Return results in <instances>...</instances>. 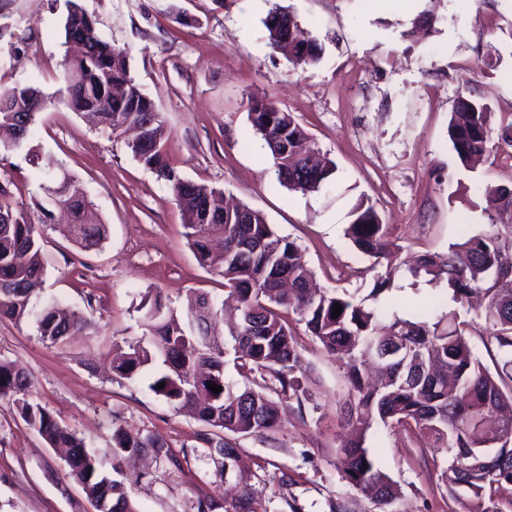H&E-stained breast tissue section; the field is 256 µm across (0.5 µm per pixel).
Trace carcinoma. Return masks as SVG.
<instances>
[{
	"label": "carcinoma",
	"instance_id": "cac0c4a2",
	"mask_svg": "<svg viewBox=\"0 0 512 512\" xmlns=\"http://www.w3.org/2000/svg\"><path fill=\"white\" fill-rule=\"evenodd\" d=\"M284 18L293 28L288 43L283 40ZM263 24L273 46H288L293 65L320 59L318 44L290 13L276 7ZM64 32L66 39H78L86 47L84 59L62 63L64 80L79 71V78L66 87L68 106L112 134L124 126L139 129V139L127 144L133 158L168 185L197 262L222 278L238 303L235 322L218 339L210 333L224 305L218 297L196 292L178 314L163 289L147 292L139 307L141 337L126 351L112 349V370L133 378L158 363L161 370L149 385L156 395L219 432L264 436L279 426L280 408L264 388L225 376L226 347L232 345L237 353L235 367L242 378L268 372L283 396L308 400L306 366L294 338L295 326L303 325L345 370L349 401L344 427L353 435L340 436L339 448L348 484L379 505L397 497V485L365 446L367 431L382 424L428 435L436 451L447 456L440 480L452 496L472 494V512H512V502L505 506L495 497V485L512 483V264L503 262L504 253L512 250V194L501 186L487 189L488 229L473 234L464 224L461 241L448 252L423 255L407 265L410 286L424 282L446 287V310L439 314L427 311L417 318L387 305L393 287L389 274L376 276L363 299L342 288H316L300 246L279 235L262 211L246 204L226 207L217 189L180 177L161 139L162 113L130 76L128 50L104 40L97 20L77 3L64 19ZM118 86L125 93L116 98L112 88ZM53 102L52 95L32 85L1 86L0 124L21 120L24 141L37 115ZM248 120L272 155L280 185L305 194L332 180L335 162L324 157L310 165L303 150L308 133L293 113L266 96L253 97ZM448 135L463 165L489 151L495 138L512 147V123L494 127L490 108L464 96L455 101ZM43 191L50 205L31 207L0 186V318L33 322L39 339L52 347L80 335L86 319L55 299L32 301L44 275L42 228L50 223L52 210L65 209L73 216V240L86 249L100 245L106 225L91 218L90 203L71 191L68 177L51 181ZM352 216L346 235L359 253L378 259L391 250L387 225L374 206L360 202ZM475 297L483 300L480 317L489 331L487 342L497 351L492 370L474 353L466 337L469 323L461 319L460 308ZM335 304L342 307L336 318ZM209 381L222 387L221 392L207 388ZM0 401L11 405L49 447L66 449L69 475L82 485L88 500L105 503L107 512H138L116 479L126 457L145 450L169 456L161 437L133 434L116 425L108 449L112 470H106L100 450L61 425L37 400L30 374L10 362L0 361ZM207 442L224 458V471L232 470L238 450L222 437ZM490 442L495 443L492 463L473 466L471 449ZM197 512L255 510L245 489L230 502L200 498Z\"/></svg>",
	"mask_w": 512,
	"mask_h": 512
}]
</instances>
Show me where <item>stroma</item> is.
I'll return each mask as SVG.
<instances>
[{
    "label": "stroma",
    "instance_id": "1",
    "mask_svg": "<svg viewBox=\"0 0 512 512\" xmlns=\"http://www.w3.org/2000/svg\"><path fill=\"white\" fill-rule=\"evenodd\" d=\"M102 38L129 51L134 82L163 113L181 176L261 210L301 246L318 283L365 297L372 263L345 235L359 202L374 205L404 254L447 252L458 226L486 230L485 185H512V159L490 154L463 168L448 138L457 95L512 120V0H77ZM290 11L322 48L297 67L268 39L269 11ZM68 0H0V85L52 94L72 47ZM268 96L294 113L338 170L320 191L281 187L274 161L248 121L249 100ZM71 174L106 226L96 248H79L55 224L43 228L40 298L85 312L88 327L50 347L34 325L0 318V360L30 373L36 395L64 425L106 450L114 425L161 436L171 458L137 457L123 482L138 512H196L198 499L249 490L256 512H381L342 477L338 435L347 395L342 368L311 337L297 338L313 400L279 398L281 425L236 436L240 471L206 457L205 425L153 393L151 372L111 371L113 346L141 335L138 306L163 289L181 308L189 289L222 295L186 243L169 188L131 155L125 136L91 126L64 100L41 112L32 136L0 148V183L15 200L41 197L50 177ZM366 445L400 487L391 512H470L471 495H448L444 454L424 437L383 426ZM145 480H138V473ZM64 461L0 401V512H88Z\"/></svg>",
    "mask_w": 512,
    "mask_h": 512
}]
</instances>
